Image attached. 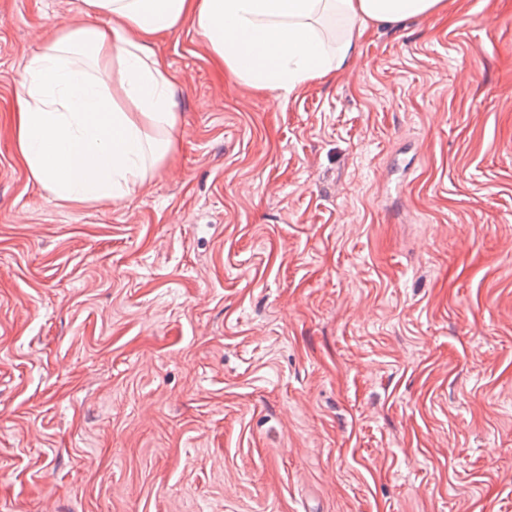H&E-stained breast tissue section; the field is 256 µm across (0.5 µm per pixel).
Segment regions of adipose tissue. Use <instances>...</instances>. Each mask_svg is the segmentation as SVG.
<instances>
[{"instance_id": "obj_1", "label": "adipose tissue", "mask_w": 512, "mask_h": 512, "mask_svg": "<svg viewBox=\"0 0 512 512\" xmlns=\"http://www.w3.org/2000/svg\"><path fill=\"white\" fill-rule=\"evenodd\" d=\"M446 7V0H81L85 24L25 60L11 117L15 151L56 200L123 198L176 153L177 79L154 46L183 22L230 77L287 96L348 65L370 26Z\"/></svg>"}]
</instances>
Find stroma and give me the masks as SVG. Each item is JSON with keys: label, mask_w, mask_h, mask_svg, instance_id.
I'll return each mask as SVG.
<instances>
[{"label": "stroma", "mask_w": 512, "mask_h": 512, "mask_svg": "<svg viewBox=\"0 0 512 512\" xmlns=\"http://www.w3.org/2000/svg\"><path fill=\"white\" fill-rule=\"evenodd\" d=\"M289 100L183 23L175 157L68 206L10 115L80 0H0V512H512V0Z\"/></svg>", "instance_id": "obj_1"}]
</instances>
